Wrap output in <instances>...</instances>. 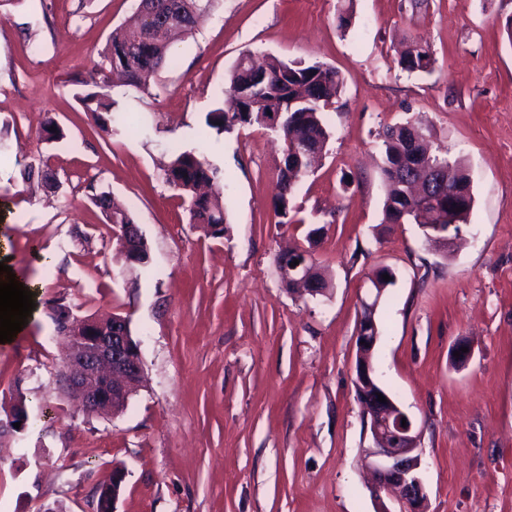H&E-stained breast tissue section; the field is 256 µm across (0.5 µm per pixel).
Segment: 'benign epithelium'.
Returning a JSON list of instances; mask_svg holds the SVG:
<instances>
[{
    "label": "benign epithelium",
    "mask_w": 512,
    "mask_h": 512,
    "mask_svg": "<svg viewBox=\"0 0 512 512\" xmlns=\"http://www.w3.org/2000/svg\"><path fill=\"white\" fill-rule=\"evenodd\" d=\"M471 190L448 191V211L470 204ZM299 264L286 263L278 267L284 283L307 293L313 290L315 271L305 249ZM380 300L376 290L363 301L367 314L359 318L364 327L357 328L360 355L355 365V390L362 407L366 426L374 440L364 459L373 471L375 482L371 495L381 512H423L426 493L420 476V456L417 452L419 433L410 417L384 389L374 384L375 371L370 354L377 343L371 335L375 310ZM64 332L67 354L64 367L57 374V384L86 412L113 414L112 402L128 403L144 378L139 351L125 330V318L113 315L106 319L75 318L67 321ZM384 396L386 402L378 401ZM397 492L396 505L388 507L382 494Z\"/></svg>",
    "instance_id": "1"
}]
</instances>
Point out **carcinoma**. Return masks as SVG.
I'll list each match as a JSON object with an SVG mask.
<instances>
[{
	"label": "carcinoma",
	"instance_id": "1",
	"mask_svg": "<svg viewBox=\"0 0 512 512\" xmlns=\"http://www.w3.org/2000/svg\"><path fill=\"white\" fill-rule=\"evenodd\" d=\"M162 12L152 29L145 28L142 17L134 15L101 53L103 62L89 78L79 81L86 90L78 94L79 101L94 115L99 128L109 131L106 116L112 114L116 101L101 92L104 87H133L146 91L154 82L168 56L170 29L180 22L186 23L187 31L194 30L199 18L207 11L212 0H162ZM136 34L149 39L146 53L127 59L124 45ZM433 64L429 49L409 48L400 59L401 67L409 72H428ZM342 81L338 72L323 63H298L291 65L273 55H242L233 67L225 96L229 107L214 108L206 115V126L218 133L230 132L244 126H267L271 119L270 109L282 112L279 135L288 150V159L277 176L275 206L277 215L288 217L293 211L294 185L310 171L306 156H296L293 148L307 145L317 153L324 150L329 133L323 120L324 109L340 93ZM385 146L381 172L386 185L382 223L391 224L403 211L421 204L412 199L407 188L397 176L398 169L409 160L410 147L422 154H429L433 163L446 167L455 184L465 185L469 175L464 166L448 162V157L430 151L425 134L413 125L395 124L383 131ZM166 181L174 189L190 196L191 222L200 225L212 237L224 235L227 223L222 196L214 192L205 197L195 193L201 183H217L224 179L221 172L208 164L195 152L178 151L173 154L167 169ZM95 204L101 209L108 223L126 227L134 224L130 212L117 204H109V197L102 193Z\"/></svg>",
	"mask_w": 512,
	"mask_h": 512
}]
</instances>
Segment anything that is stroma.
<instances>
[{
    "instance_id": "stroma-1",
    "label": "stroma",
    "mask_w": 512,
    "mask_h": 512,
    "mask_svg": "<svg viewBox=\"0 0 512 512\" xmlns=\"http://www.w3.org/2000/svg\"><path fill=\"white\" fill-rule=\"evenodd\" d=\"M138 4L0 0V254L42 286L24 333L0 347V418L21 398L32 422L0 446V512H97L118 472L115 512H376L354 367L381 266L396 279L371 361L421 433L426 512H512V0H214L149 91L111 90L106 133L80 82ZM416 41L430 72L399 65ZM248 52L343 80L289 224L274 210L280 139L205 125ZM49 119L61 139L40 138ZM405 122L469 171L473 208L445 254L417 225L382 221L381 131ZM176 148L223 172V237L166 182ZM103 192L132 213L147 263L121 255ZM294 246L312 252L326 295L282 282L275 257ZM54 300L129 319L145 382L122 412L87 413L58 388Z\"/></svg>"
}]
</instances>
